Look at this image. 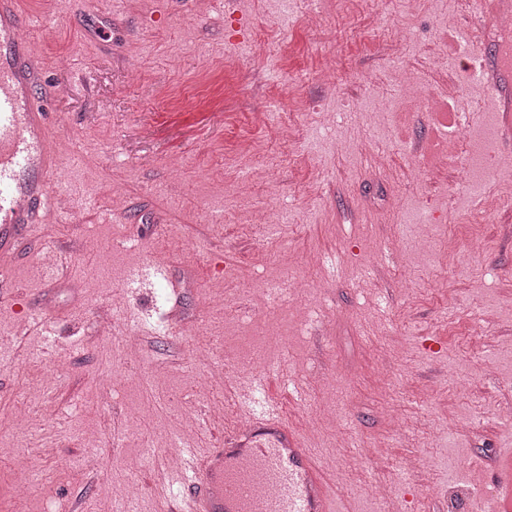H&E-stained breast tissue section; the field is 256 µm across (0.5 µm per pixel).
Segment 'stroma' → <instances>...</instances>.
I'll use <instances>...</instances> for the list:
<instances>
[{"instance_id": "35a3bbf8", "label": "stroma", "mask_w": 512, "mask_h": 512, "mask_svg": "<svg viewBox=\"0 0 512 512\" xmlns=\"http://www.w3.org/2000/svg\"><path fill=\"white\" fill-rule=\"evenodd\" d=\"M18 2L47 80L68 86L51 107L60 168L49 190L89 203L95 231L52 217L11 252L0 512H70L78 500L87 512H167L182 467L172 440L223 443L255 379L217 381L224 418L185 424L177 412L197 406L211 349L228 363L278 360L253 421L297 435L334 482L337 512H388L376 482L401 512H492V476L512 448L500 412L512 398V198L486 213L470 181L512 182V140L484 150L500 122L474 67L499 47L459 49L480 24L468 0H316L312 27L299 0ZM326 56L336 72L324 83ZM406 67L420 87L385 107ZM282 83L285 100L273 94ZM445 84L463 117L460 155L443 166L441 118L426 102ZM273 110L288 145L259 121ZM156 112L174 118L159 125ZM257 166L274 192H239ZM265 207L285 222L251 224ZM55 243L70 263L50 279L42 254ZM290 268L315 308L299 336L259 285ZM173 307L182 327L154 333ZM108 312L136 336L95 335ZM59 355L65 372L40 387ZM22 471L36 481L24 498ZM133 483L137 499L119 502Z\"/></svg>"}]
</instances>
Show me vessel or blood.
Masks as SVG:
<instances>
[{
  "label": "vessel or blood",
  "mask_w": 512,
  "mask_h": 512,
  "mask_svg": "<svg viewBox=\"0 0 512 512\" xmlns=\"http://www.w3.org/2000/svg\"><path fill=\"white\" fill-rule=\"evenodd\" d=\"M484 41L505 35L502 15L512 0H484ZM32 22L17 0H0V242L30 234L41 215L55 212L48 193L58 154L43 100L57 98L42 86L43 66L24 38ZM492 104L501 113L503 135L512 134V55L482 67ZM184 498L172 512H335L329 484L307 449L295 441L256 432L243 442L216 447L198 458ZM497 512H512V470L502 469L495 490Z\"/></svg>",
  "instance_id": "vessel-or-blood-1"
}]
</instances>
